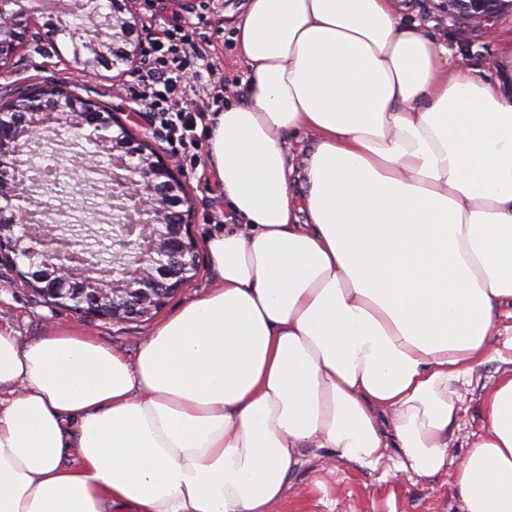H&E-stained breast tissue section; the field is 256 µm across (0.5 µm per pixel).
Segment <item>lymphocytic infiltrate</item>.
Segmentation results:
<instances>
[{"label": "lymphocytic infiltrate", "mask_w": 512, "mask_h": 512, "mask_svg": "<svg viewBox=\"0 0 512 512\" xmlns=\"http://www.w3.org/2000/svg\"><path fill=\"white\" fill-rule=\"evenodd\" d=\"M197 67L207 72L208 79L199 84L201 105L193 109L182 97V85ZM132 78L134 99L141 111L149 113L158 137L182 161L198 166L202 137L197 128L208 121L212 106L222 102L218 87L224 82L223 69L213 60L205 37L180 25L160 30Z\"/></svg>", "instance_id": "lymphocytic-infiltrate-1"}]
</instances>
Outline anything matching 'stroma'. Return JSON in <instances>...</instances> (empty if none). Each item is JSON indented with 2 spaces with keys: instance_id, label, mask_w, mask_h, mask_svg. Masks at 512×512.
I'll list each match as a JSON object with an SVG mask.
<instances>
[{
  "instance_id": "obj_1",
  "label": "stroma",
  "mask_w": 512,
  "mask_h": 512,
  "mask_svg": "<svg viewBox=\"0 0 512 512\" xmlns=\"http://www.w3.org/2000/svg\"><path fill=\"white\" fill-rule=\"evenodd\" d=\"M136 8L144 18V37L171 25L173 16H180L182 25L195 23L198 14H206L208 24L203 32L208 39L213 59L224 72L227 91L225 105L240 103L245 94L247 66L233 39L235 24L246 8V0H193L190 7L178 12L150 11L146 0H137ZM512 38V10L494 14L473 24L466 39L459 43L463 64L479 69L487 76H495L497 58ZM40 50L20 49L8 68L0 70V99H10L16 80L34 82L70 81L68 65L71 53L64 44L45 38ZM83 95L106 104L112 112L126 116L134 111L133 82L130 74L101 71L83 83ZM42 162L57 167L55 183L39 189L36 198L50 202L57 218L63 224L107 225L106 216L98 212L100 196L106 187L101 183L84 185L82 194H72L69 185L82 174L83 165L91 164V156L75 160L66 136L44 133L38 144ZM182 180L194 204L192 231L198 241H205L216 225L227 224L230 211L224 203L221 190L209 164L198 167L183 166ZM217 273L208 253H201L199 272L194 280L179 289L160 311L167 317L185 304L203 295L215 282ZM15 270L0 263V329L13 331L25 340H33L56 328H66L111 345L128 358H136L139 346L155 326L154 320L112 322L100 320L88 326L71 311L45 301L16 283ZM497 363L485 364L470 385L461 390V411L453 424L448 441V455L459 462L465 455L473 435L482 425L481 401L485 385L497 375ZM382 470L352 469L340 463L333 450L316 451L308 463L289 478L283 500L272 512H458L452 472L404 480L398 472H391V480L399 485L395 506H388L380 491Z\"/></svg>"
}]
</instances>
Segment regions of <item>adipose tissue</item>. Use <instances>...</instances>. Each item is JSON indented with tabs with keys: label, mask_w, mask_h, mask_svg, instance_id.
I'll list each match as a JSON object with an SVG mask.
<instances>
[{
	"label": "adipose tissue",
	"mask_w": 512,
	"mask_h": 512,
	"mask_svg": "<svg viewBox=\"0 0 512 512\" xmlns=\"http://www.w3.org/2000/svg\"><path fill=\"white\" fill-rule=\"evenodd\" d=\"M234 39L245 97L206 129L235 217L205 241L216 284L132 361L0 330V512H270L319 448L450 469L460 512H512V42L486 78L396 0H248ZM498 363L485 364L474 376L470 385L461 390V411L453 424L448 441L449 468H455L465 455L473 433H477L482 425L481 401L484 386L489 385L497 376Z\"/></svg>",
	"instance_id": "ef3b65f1"
}]
</instances>
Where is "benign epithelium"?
<instances>
[{"label":"benign epithelium","instance_id":"benign-epithelium-1","mask_svg":"<svg viewBox=\"0 0 512 512\" xmlns=\"http://www.w3.org/2000/svg\"><path fill=\"white\" fill-rule=\"evenodd\" d=\"M136 0H76L83 23L63 27V19L47 18L38 29L61 36L75 64L74 81L65 86L25 83L32 100L28 111L13 113L16 99L0 103V261L16 270L21 285L45 302L64 307L83 319L150 318L166 299L196 276L200 245L190 232L192 202L179 167L159 148L134 137L127 124L100 103L80 93L82 78L102 70L131 65L142 53ZM493 0H454L453 13L464 19L489 16ZM32 28L21 0H0V63L23 44ZM75 128L93 145L95 155L109 160L112 194L123 202L128 224L112 226L100 242L103 250L127 249L120 269L96 277L77 260L72 245L55 239L32 222V197L22 184L19 151L38 142L52 127Z\"/></svg>","mask_w":512,"mask_h":512}]
</instances>
